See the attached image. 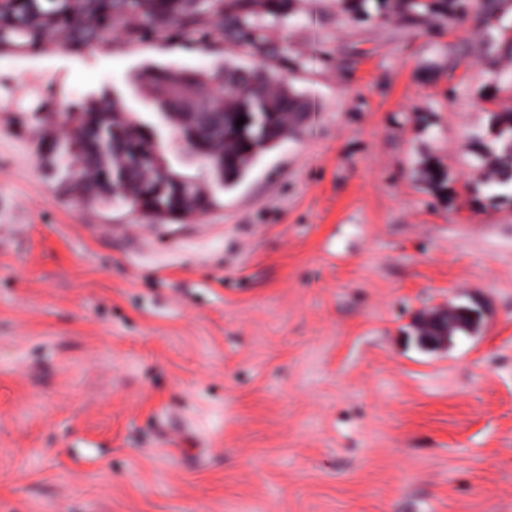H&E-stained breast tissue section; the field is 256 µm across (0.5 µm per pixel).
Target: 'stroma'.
<instances>
[{
    "instance_id": "stroma-1",
    "label": "stroma",
    "mask_w": 512,
    "mask_h": 512,
    "mask_svg": "<svg viewBox=\"0 0 512 512\" xmlns=\"http://www.w3.org/2000/svg\"><path fill=\"white\" fill-rule=\"evenodd\" d=\"M454 26L398 0H291L267 54L172 30L0 53V512H512V196L483 184L512 110V0ZM229 61L315 106L212 206L156 220L66 192L62 99ZM479 305L426 351L415 319Z\"/></svg>"
}]
</instances>
